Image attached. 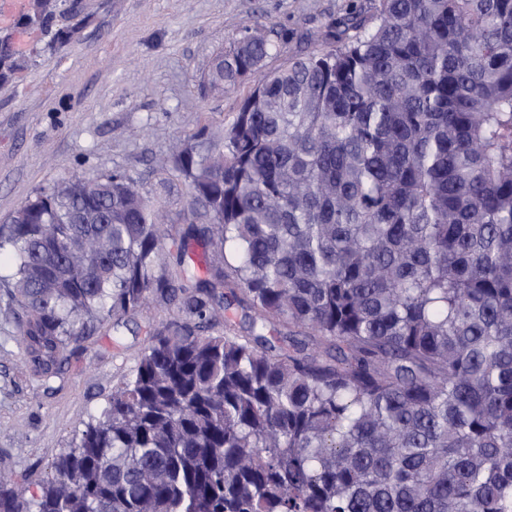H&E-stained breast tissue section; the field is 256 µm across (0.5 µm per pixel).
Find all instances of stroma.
<instances>
[{
    "label": "stroma",
    "instance_id": "obj_1",
    "mask_svg": "<svg viewBox=\"0 0 512 512\" xmlns=\"http://www.w3.org/2000/svg\"><path fill=\"white\" fill-rule=\"evenodd\" d=\"M368 0H53L44 21L19 17L0 27L14 70L0 81V222L65 176L122 167L179 208L187 187H164L156 159L173 138L229 124L253 83L204 94L198 86L215 56L246 22L287 35L266 71L317 51L314 35ZM31 37L15 47V31ZM168 314L129 317L120 332L102 326L43 383L13 319L0 307V471L28 475L37 493L52 463L98 416L135 367L151 328Z\"/></svg>",
    "mask_w": 512,
    "mask_h": 512
}]
</instances>
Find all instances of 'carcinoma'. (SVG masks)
Returning <instances> with one entry per match:
<instances>
[{
  "label": "carcinoma",
  "mask_w": 512,
  "mask_h": 512,
  "mask_svg": "<svg viewBox=\"0 0 512 512\" xmlns=\"http://www.w3.org/2000/svg\"><path fill=\"white\" fill-rule=\"evenodd\" d=\"M321 38L273 73L251 27L216 57L211 89L254 88L159 162L177 213L114 169L0 224L42 377L173 312L0 512H512V0H371ZM234 302L248 327L213 333Z\"/></svg>",
  "instance_id": "1"
}]
</instances>
